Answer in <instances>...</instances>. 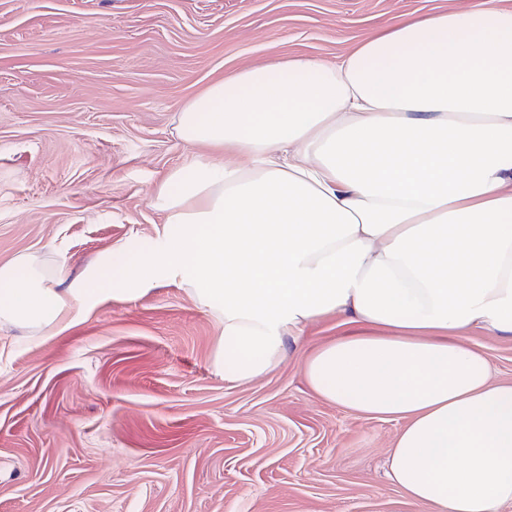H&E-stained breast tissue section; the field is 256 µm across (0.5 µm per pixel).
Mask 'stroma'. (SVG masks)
<instances>
[{
  "label": "stroma",
  "instance_id": "35a3bbf8",
  "mask_svg": "<svg viewBox=\"0 0 512 512\" xmlns=\"http://www.w3.org/2000/svg\"><path fill=\"white\" fill-rule=\"evenodd\" d=\"M483 0H0V265L82 287L113 250L155 246L152 202L195 152L180 107L288 57L333 64L411 16ZM287 341L261 379L213 367L221 327L172 275L89 297L43 336L0 321V512H433L388 476L399 420L318 397L303 364L353 333ZM494 381L512 337L473 331Z\"/></svg>",
  "mask_w": 512,
  "mask_h": 512
}]
</instances>
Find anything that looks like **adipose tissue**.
<instances>
[{"label": "adipose tissue", "mask_w": 512, "mask_h": 512, "mask_svg": "<svg viewBox=\"0 0 512 512\" xmlns=\"http://www.w3.org/2000/svg\"><path fill=\"white\" fill-rule=\"evenodd\" d=\"M207 147L160 188L163 243L113 251L99 289L177 273L222 327L213 366L250 382L329 314L367 326L303 365L320 398L401 419L392 481L434 512L512 505V385L468 332L512 335V9L395 24L336 63L215 81L178 112ZM0 267V319L50 333L86 289Z\"/></svg>", "instance_id": "ef3b65f1"}]
</instances>
